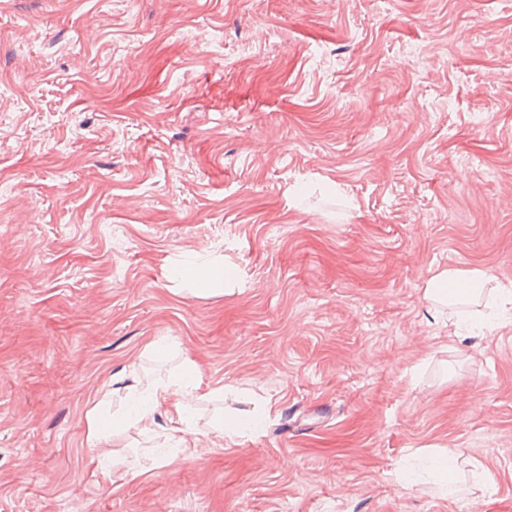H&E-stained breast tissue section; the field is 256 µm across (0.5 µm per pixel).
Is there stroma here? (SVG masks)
Instances as JSON below:
<instances>
[{
	"label": "stroma",
	"mask_w": 512,
	"mask_h": 512,
	"mask_svg": "<svg viewBox=\"0 0 512 512\" xmlns=\"http://www.w3.org/2000/svg\"><path fill=\"white\" fill-rule=\"evenodd\" d=\"M449 268L512 284V0H0V512H512V318L449 337ZM187 360L185 433L88 446ZM178 275L191 283L193 288L190 292L194 295H199L212 290L211 288L216 279L217 272L212 266H199L194 268H180ZM261 412L255 407L252 411L246 412L228 420L221 419L213 426V432L224 439V435L232 438L241 433L243 429L250 428L251 424L259 423Z\"/></svg>",
	"instance_id": "stroma-1"
}]
</instances>
